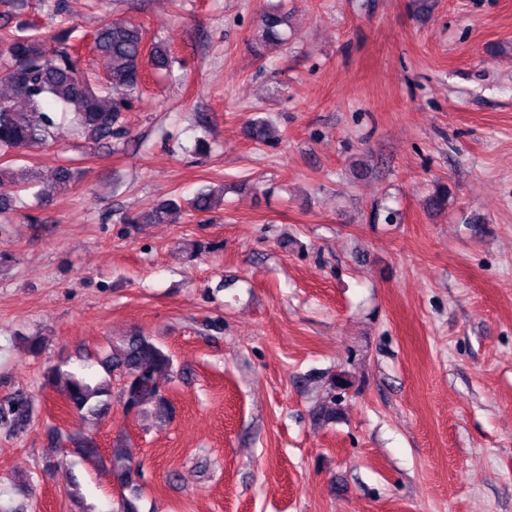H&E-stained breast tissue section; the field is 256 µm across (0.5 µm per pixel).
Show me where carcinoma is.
Returning a JSON list of instances; mask_svg holds the SVG:
<instances>
[{
  "label": "carcinoma",
  "instance_id": "cac0c4a2",
  "mask_svg": "<svg viewBox=\"0 0 512 512\" xmlns=\"http://www.w3.org/2000/svg\"><path fill=\"white\" fill-rule=\"evenodd\" d=\"M289 14L276 7L260 19L262 45L280 46L288 40ZM144 31L122 21H112L98 28L93 38V53L101 63L95 72L83 66L74 51L70 31L61 29L50 37L29 33V26L19 22L11 27L0 24V85L10 94L0 95V214L16 207L18 183L13 161L35 147L57 140L62 117L68 121L71 136L88 143L111 147L120 141L129 144L124 114L141 98L145 68L155 71L170 67L167 47L156 40L144 54ZM248 135L256 143L273 139L265 120L249 124ZM448 185L439 182L428 199V206L441 211L448 205ZM215 191L202 189L188 202L196 212L214 208ZM180 204L167 200L143 214L128 219L131 224H157L168 220ZM106 370L122 379L120 400L127 411L137 415L148 412L166 418L170 403L158 377L172 369V359L162 347L141 334H132L112 346L105 360ZM352 387L348 375L337 372L327 380L325 397L312 417L317 422H334L342 415L347 390ZM63 396L77 416L99 415L112 399L110 384L71 373ZM31 403L17 395L0 404V420L9 423L12 432L23 429L30 417ZM49 442L56 448H72L90 461H107L113 482L130 491L112 506V512H140L142 473L120 448L103 458L95 440L79 430L48 428Z\"/></svg>",
  "mask_w": 512,
  "mask_h": 512
}]
</instances>
